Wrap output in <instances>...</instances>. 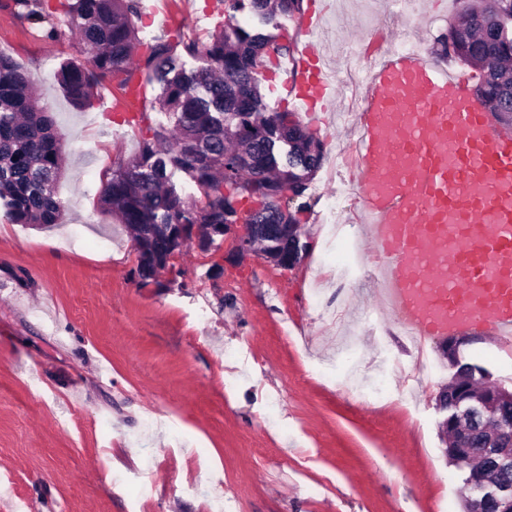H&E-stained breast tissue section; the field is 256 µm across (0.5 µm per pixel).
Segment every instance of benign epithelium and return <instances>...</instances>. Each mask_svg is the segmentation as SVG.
Returning a JSON list of instances; mask_svg holds the SVG:
<instances>
[{
	"instance_id": "1",
	"label": "benign epithelium",
	"mask_w": 512,
	"mask_h": 512,
	"mask_svg": "<svg viewBox=\"0 0 512 512\" xmlns=\"http://www.w3.org/2000/svg\"><path fill=\"white\" fill-rule=\"evenodd\" d=\"M233 237L232 249L224 259L242 262L257 256L266 262L288 269L297 265L309 250V242L301 241L299 224H226L219 238ZM471 380L457 384L453 396L440 390L437 408L442 413L439 428L442 434L455 432L450 446L443 448L446 456L460 461L476 453L472 446V424L476 417L484 424L487 441L482 453L488 460L484 469L472 471L468 486L472 488L471 512H512V482L500 478V471L512 464V394L489 384L479 394L470 388Z\"/></svg>"
}]
</instances>
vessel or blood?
Here are the masks:
<instances>
[{"label": "vessel or blood", "instance_id": "b4317fda", "mask_svg": "<svg viewBox=\"0 0 512 512\" xmlns=\"http://www.w3.org/2000/svg\"><path fill=\"white\" fill-rule=\"evenodd\" d=\"M290 89L326 96L318 70ZM354 187L393 320L419 346L512 341V134L466 79L413 52L375 62L355 109Z\"/></svg>", "mask_w": 512, "mask_h": 512}]
</instances>
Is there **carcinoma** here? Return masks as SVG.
<instances>
[{"label": "carcinoma", "instance_id": "obj_1", "mask_svg": "<svg viewBox=\"0 0 512 512\" xmlns=\"http://www.w3.org/2000/svg\"><path fill=\"white\" fill-rule=\"evenodd\" d=\"M228 22L208 43L184 49L205 60L178 65L181 42H156L135 55L138 0H11L14 12L43 28L44 38L67 24L84 46L83 62L66 61L56 79L77 106L103 81L126 91L144 90L138 122L151 136L137 156L118 162L101 191L102 206L126 225L138 254L135 272L157 279L166 256L181 247L180 224L201 228L246 224H298L288 193L302 197L324 160L322 139L292 112H265L259 68L269 52L289 55L290 44L251 32L234 22L245 8L268 21L303 13L304 0H227ZM459 8L442 40V55L479 73V99L512 125V0H457ZM161 92L148 98L154 85ZM176 118L168 147L163 128L149 124L150 111ZM63 144L50 110L32 92V80L13 59L0 54V205L14 224H58L65 204L56 193L63 172ZM188 174L204 195L199 205L182 197L171 170Z\"/></svg>", "mask_w": 512, "mask_h": 512}]
</instances>
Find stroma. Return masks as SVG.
I'll list each match as a JSON object with an SVG mask.
<instances>
[{"label":"stroma","instance_id":"stroma-1","mask_svg":"<svg viewBox=\"0 0 512 512\" xmlns=\"http://www.w3.org/2000/svg\"><path fill=\"white\" fill-rule=\"evenodd\" d=\"M167 24L139 0L138 37L207 42L225 0H170ZM326 10L322 59L330 82L361 68L356 52L416 50L459 77L472 70L438 57L455 0H304ZM304 48L303 18L262 23ZM0 53L28 72L62 136L63 223L13 224L0 216V512H460L465 473L447 464L436 396L454 373L440 342L420 352L388 319L358 255L346 276L322 261L335 238H361L353 177V98L302 111L287 91L283 57L263 72L266 111L298 113L324 142L325 159L300 214L310 249L291 269L188 246L157 281L131 276L128 229L103 210L115 163L139 152L147 127L172 129L162 109L150 126L110 110L116 87L72 104L55 78L83 60L77 37L53 42L0 8ZM238 350L235 359L226 350ZM461 361L512 388V344L473 337ZM385 379L382 399L357 397ZM159 422L145 429L146 418ZM210 470L211 488L183 485Z\"/></svg>","mask_w":512,"mask_h":512}]
</instances>
